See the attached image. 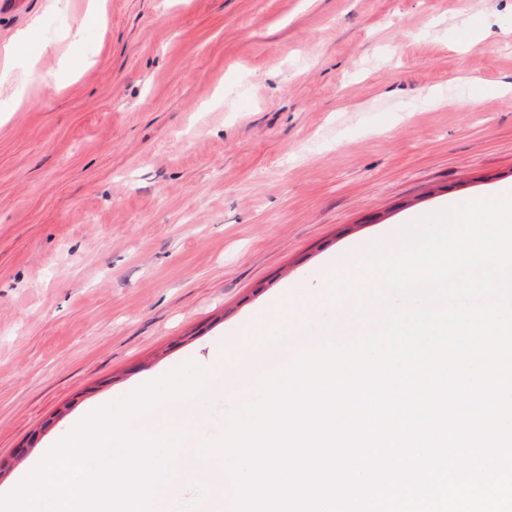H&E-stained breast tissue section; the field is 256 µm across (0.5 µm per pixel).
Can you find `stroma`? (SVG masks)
Wrapping results in <instances>:
<instances>
[{"instance_id":"35a3bbf8","label":"stroma","mask_w":512,"mask_h":512,"mask_svg":"<svg viewBox=\"0 0 512 512\" xmlns=\"http://www.w3.org/2000/svg\"><path fill=\"white\" fill-rule=\"evenodd\" d=\"M471 35L469 48L457 42ZM512 184V0L0 5V490L387 228Z\"/></svg>"}]
</instances>
